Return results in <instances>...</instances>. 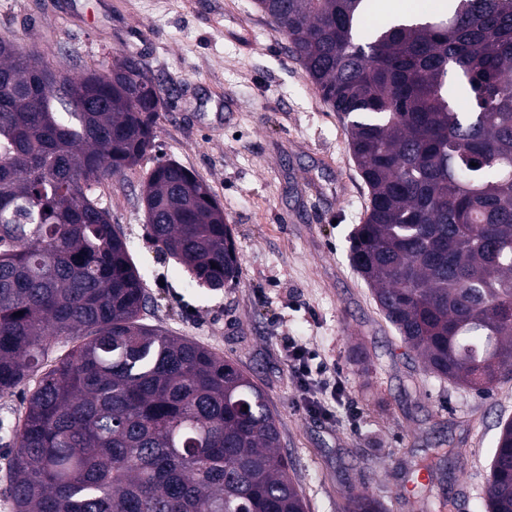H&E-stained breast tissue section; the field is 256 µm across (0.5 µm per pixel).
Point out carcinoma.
<instances>
[{
    "label": "carcinoma",
    "mask_w": 512,
    "mask_h": 512,
    "mask_svg": "<svg viewBox=\"0 0 512 512\" xmlns=\"http://www.w3.org/2000/svg\"><path fill=\"white\" fill-rule=\"evenodd\" d=\"M254 4L347 118L371 195L350 260L400 339L452 383L512 380V0H454L365 38L369 0ZM53 73L43 52L0 42V395L37 378L13 428V512H307L265 391L142 322L146 288L92 195L156 151L160 86L133 54L63 91ZM142 193L160 204L151 241L192 282L238 277L202 179L158 158ZM345 512L385 508L356 494ZM486 512H512V419Z\"/></svg>",
    "instance_id": "obj_1"
}]
</instances>
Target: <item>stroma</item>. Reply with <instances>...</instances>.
I'll return each mask as SVG.
<instances>
[{
	"instance_id": "stroma-1",
	"label": "stroma",
	"mask_w": 512,
	"mask_h": 512,
	"mask_svg": "<svg viewBox=\"0 0 512 512\" xmlns=\"http://www.w3.org/2000/svg\"><path fill=\"white\" fill-rule=\"evenodd\" d=\"M45 50L51 65L106 70L141 55L162 90L157 157L209 185L241 256L236 282L213 291L186 280L146 237L142 182L154 160L97 189L124 233L152 298L145 324L236 362L267 392L309 512H344L369 493L411 512L412 465L450 454L434 475L449 512H485L512 382L481 394L426 373L400 341L349 259L369 191L346 122L324 102L286 37L254 0H0V39ZM292 336L336 368L339 397L311 391L308 414L281 340ZM25 391L0 397V512H11L12 429Z\"/></svg>"
}]
</instances>
